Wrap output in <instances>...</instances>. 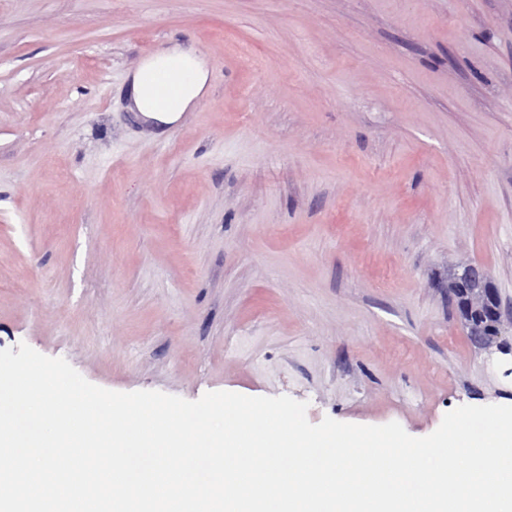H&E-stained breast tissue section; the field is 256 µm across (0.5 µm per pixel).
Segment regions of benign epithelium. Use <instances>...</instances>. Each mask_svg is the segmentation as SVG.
<instances>
[{"instance_id":"1","label":"benign epithelium","mask_w":512,"mask_h":512,"mask_svg":"<svg viewBox=\"0 0 512 512\" xmlns=\"http://www.w3.org/2000/svg\"><path fill=\"white\" fill-rule=\"evenodd\" d=\"M448 297L462 312L468 336L482 349L496 344L487 326L501 330V301L489 272L481 265L468 263L448 274Z\"/></svg>"}]
</instances>
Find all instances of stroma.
Instances as JSON below:
<instances>
[{"label": "stroma", "mask_w": 512, "mask_h": 512, "mask_svg": "<svg viewBox=\"0 0 512 512\" xmlns=\"http://www.w3.org/2000/svg\"><path fill=\"white\" fill-rule=\"evenodd\" d=\"M172 42L210 89L153 136ZM461 263L512 312V0H0V349L425 437L512 406ZM128 79L130 111L138 112L146 124L171 125L207 93L209 69L204 55L195 47L172 44L142 59ZM165 81L178 85L177 94L170 101L160 98ZM448 297L463 312L461 316L468 336L479 348L489 349L494 344L501 348V343L496 341L503 323L501 301L489 272L483 266L468 263L450 270ZM487 325L496 328V336L487 334Z\"/></svg>", "instance_id": "obj_1"}]
</instances>
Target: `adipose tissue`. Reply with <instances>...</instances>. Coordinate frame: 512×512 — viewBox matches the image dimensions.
<instances>
[{"instance_id":"obj_1","label":"adipose tissue","mask_w":512,"mask_h":512,"mask_svg":"<svg viewBox=\"0 0 512 512\" xmlns=\"http://www.w3.org/2000/svg\"><path fill=\"white\" fill-rule=\"evenodd\" d=\"M131 111L149 125H171L207 93L209 69L195 47L173 44L144 58L129 74Z\"/></svg>"}]
</instances>
